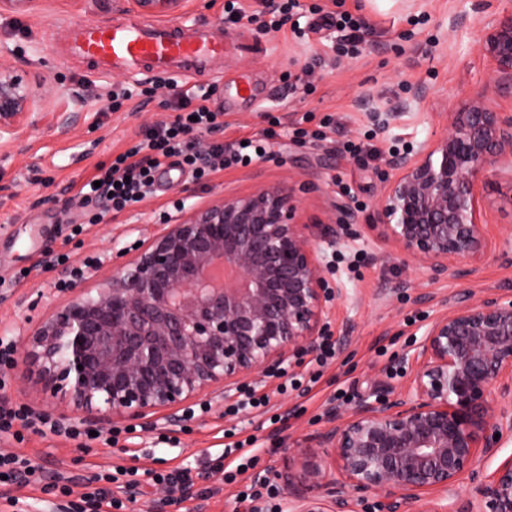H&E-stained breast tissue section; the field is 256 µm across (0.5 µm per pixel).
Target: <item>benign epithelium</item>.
I'll return each mask as SVG.
<instances>
[{
    "label": "benign epithelium",
    "mask_w": 512,
    "mask_h": 512,
    "mask_svg": "<svg viewBox=\"0 0 512 512\" xmlns=\"http://www.w3.org/2000/svg\"><path fill=\"white\" fill-rule=\"evenodd\" d=\"M133 2L158 13L184 0ZM482 23L481 47L496 77L450 113V133L388 158L393 175L380 219L436 278L463 277L464 264L483 256L477 184L505 162L512 168V113L486 103L487 89L512 90V10ZM45 103L43 82L0 66V139L16 142L40 122L73 123ZM295 212L287 188L267 187L157 225L96 292L73 293L26 337L44 388L87 419L172 429L191 408L221 404L314 356L341 289L327 286L323 255ZM406 360L402 389L332 408L323 430L294 441L301 457L273 473L289 512H353L357 493L382 512H512V455L464 501L453 493L478 457H496L512 437V293L456 297ZM326 450L336 477L322 463ZM191 493L159 485L150 512H169L174 497Z\"/></svg>",
    "instance_id": "1"
}]
</instances>
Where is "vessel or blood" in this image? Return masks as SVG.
Returning a JSON list of instances; mask_svg holds the SVG:
<instances>
[{"label": "vessel or blood", "instance_id": "b4317fda", "mask_svg": "<svg viewBox=\"0 0 512 512\" xmlns=\"http://www.w3.org/2000/svg\"><path fill=\"white\" fill-rule=\"evenodd\" d=\"M74 49L96 64L100 76L108 75L113 66L134 74L144 67L166 73L174 63L181 64L188 75L199 59L223 57L224 39L214 32L187 36L172 21L148 29L86 22L77 30Z\"/></svg>", "mask_w": 512, "mask_h": 512}]
</instances>
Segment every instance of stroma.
Masks as SVG:
<instances>
[{
  "label": "stroma",
  "instance_id": "35a3bbf8",
  "mask_svg": "<svg viewBox=\"0 0 512 512\" xmlns=\"http://www.w3.org/2000/svg\"><path fill=\"white\" fill-rule=\"evenodd\" d=\"M225 2L184 0L173 14L190 30L214 27L226 40L247 44L224 60L200 66L192 77L197 85L224 81L226 126L200 136L198 147L261 137L274 116L280 120L278 135L266 157L225 168L202 183L159 168L152 196L93 226L86 223L77 190L97 166L111 164L143 130L167 118L159 102L168 90L158 88L153 103L134 99L120 111H109L113 89L136 86V79L121 71L94 74L87 61L70 55V44L84 22H145L149 16L128 0H30L22 10L0 12V65L20 64L30 79L46 78L48 108L77 114L66 132L42 125L11 146L0 145V279L21 269L29 272L19 285L0 286V336L14 337L17 345V371L8 395L59 422L79 420L67 401L46 404L37 374L25 372V332L64 304L71 290L94 289L116 253L147 238L174 202L191 210L224 195L288 188L299 204L296 219L308 225L316 247L327 257H343L328 276L342 297L331 307L327 323L333 335L347 333L351 340L308 395L275 394L277 378L265 379L273 412L281 420L265 426L254 417L250 423L263 442L258 466L274 469L286 459L283 441L324 426L328 398L338 387L350 386L358 395L404 387L408 373L386 379L382 371L393 356L409 351L425 324L442 311L443 300L462 292L481 296L512 289V255L498 251L500 239L512 235V174L489 171L479 182L477 220L486 250L464 277H433L427 264L405 254L378 219L390 150L449 131V112L467 104L492 76L495 65L480 47V20L501 11L507 0H300L307 8L316 4L367 23L364 50L352 59L337 55L339 33L317 27L307 10L296 22L266 32L261 22L271 0H238L242 17L237 21L225 14ZM241 85L249 86L250 94H238ZM419 88L426 92L421 100L412 96ZM379 112L389 114L388 123L375 122ZM328 114L335 125L320 130ZM299 127L306 129L305 137H294ZM366 140L377 148L376 156L344 149L347 142ZM342 222L350 226L348 236L329 243L328 227ZM81 223L86 231L72 235V225ZM48 248L69 254L68 264L46 266ZM91 256L100 258L99 267L73 280L72 289H58V282ZM403 281L408 284L404 290L399 287ZM422 291L434 295V302L416 304L414 295ZM228 425L218 405L171 432L166 443L155 430L133 431L129 441L115 446L97 440L81 447L62 436L32 435L20 444L0 441V451L26 455L42 468L46 482L68 480L78 494L100 470L138 469L141 496L124 512H149L150 472L207 471L210 481L173 512H243L235 502L237 485L225 483L216 464Z\"/></svg>",
  "mask_w": 512,
  "mask_h": 512
}]
</instances>
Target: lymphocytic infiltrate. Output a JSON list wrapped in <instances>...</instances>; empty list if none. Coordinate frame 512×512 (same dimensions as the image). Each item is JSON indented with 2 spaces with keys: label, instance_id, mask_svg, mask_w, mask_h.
Instances as JSON below:
<instances>
[{
  "label": "lymphocytic infiltrate",
  "instance_id": "obj_1",
  "mask_svg": "<svg viewBox=\"0 0 512 512\" xmlns=\"http://www.w3.org/2000/svg\"><path fill=\"white\" fill-rule=\"evenodd\" d=\"M168 87L171 95L165 106L173 111V119L146 130L138 142L117 155L110 165L99 166L93 179L81 185V201L94 207L89 214L90 223H100L106 213L123 212L151 195L155 172L164 160H173L201 183L224 167L247 166L260 160L262 150L268 149L270 139L276 135L270 128L260 138L251 137L244 143L216 142L207 151H200L197 136L223 129L224 113L212 107L208 87L186 89L174 80L169 81ZM15 351L11 339L0 338V438L21 443L29 432L44 437L63 435L72 440L88 438L89 426L60 423L6 396L7 372L15 365ZM96 479L97 486L88 487L76 501L71 498L73 490L68 484H58L56 490L60 496L71 498L72 512H112L113 503L107 500L105 487L119 482L120 477L107 471L97 474Z\"/></svg>",
  "mask_w": 512,
  "mask_h": 512
}]
</instances>
